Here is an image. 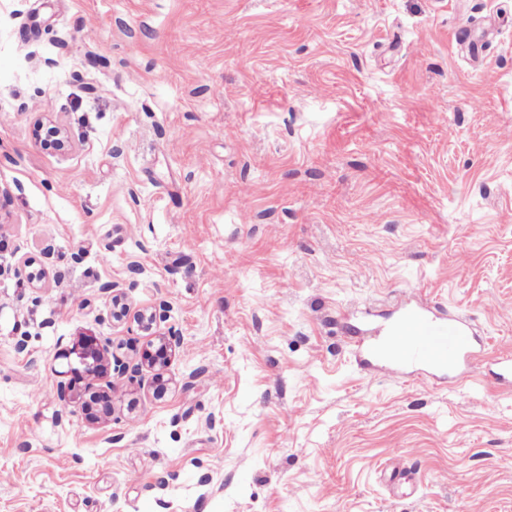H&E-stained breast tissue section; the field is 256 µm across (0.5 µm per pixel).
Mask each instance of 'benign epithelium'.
I'll use <instances>...</instances> for the list:
<instances>
[{
  "mask_svg": "<svg viewBox=\"0 0 512 512\" xmlns=\"http://www.w3.org/2000/svg\"><path fill=\"white\" fill-rule=\"evenodd\" d=\"M112 318L117 322L129 323L143 335L150 337L148 349L136 361L122 359L119 355L108 351V344L98 336H87L70 350L64 353V358L75 357L82 361L87 375L93 377L100 370V365L109 364L112 372L118 377L134 378L143 371L153 373L156 381L164 382V372L170 366L171 358L176 355L181 346V338L163 333L158 329L157 317L149 308L131 309L119 293H112Z\"/></svg>",
  "mask_w": 512,
  "mask_h": 512,
  "instance_id": "7a95c632",
  "label": "benign epithelium"
}]
</instances>
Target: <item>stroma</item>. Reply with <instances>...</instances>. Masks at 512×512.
I'll return each mask as SVG.
<instances>
[{"label": "stroma", "instance_id": "stroma-1", "mask_svg": "<svg viewBox=\"0 0 512 512\" xmlns=\"http://www.w3.org/2000/svg\"><path fill=\"white\" fill-rule=\"evenodd\" d=\"M0 235V512H512V0H0ZM415 289L477 380L358 364ZM112 318L116 322L130 323L144 336H152L137 362L122 359L114 352L108 351V344L98 336H87L64 353V358L75 355L77 362L81 359L87 375L94 377L100 365L110 364L113 375L134 378L141 376L143 371L153 372L157 382H164V372L170 366L171 358L181 346L180 336L163 333L158 329L157 317L149 308L132 310L120 293L112 291ZM156 343V344H155Z\"/></svg>", "mask_w": 512, "mask_h": 512}]
</instances>
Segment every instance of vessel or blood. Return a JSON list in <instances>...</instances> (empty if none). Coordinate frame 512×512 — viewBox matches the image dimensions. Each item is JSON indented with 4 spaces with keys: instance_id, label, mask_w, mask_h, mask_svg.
Listing matches in <instances>:
<instances>
[{
    "instance_id": "b4317fda",
    "label": "vessel or blood",
    "mask_w": 512,
    "mask_h": 512,
    "mask_svg": "<svg viewBox=\"0 0 512 512\" xmlns=\"http://www.w3.org/2000/svg\"><path fill=\"white\" fill-rule=\"evenodd\" d=\"M365 353L369 358L382 359L400 377L406 376L411 366L434 370L460 367L470 376L482 362L469 322L434 312L422 302L403 308L384 338L366 347Z\"/></svg>"
}]
</instances>
